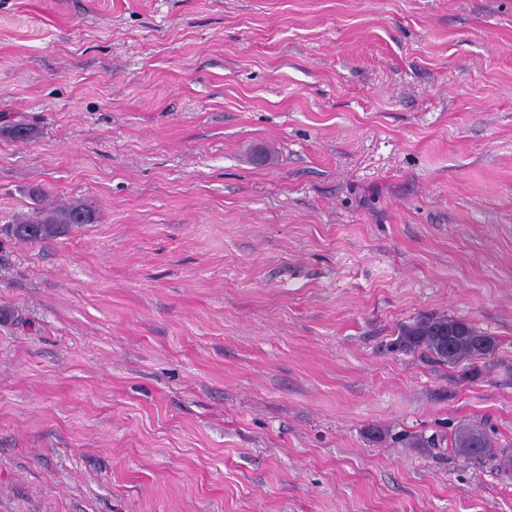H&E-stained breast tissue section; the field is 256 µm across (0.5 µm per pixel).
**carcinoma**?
<instances>
[{
    "label": "carcinoma",
    "mask_w": 512,
    "mask_h": 512,
    "mask_svg": "<svg viewBox=\"0 0 512 512\" xmlns=\"http://www.w3.org/2000/svg\"><path fill=\"white\" fill-rule=\"evenodd\" d=\"M93 209L81 201H73L54 210H40L16 224H7L3 232L24 242H38L60 234L72 225L92 224ZM399 352H420L433 362L450 367H463L473 378L490 368L499 350L497 337L468 320L450 316H425L400 327L393 340ZM454 451L470 460L496 462L501 475L512 477V448L495 437L485 423L464 424L456 429L450 440Z\"/></svg>",
    "instance_id": "1"
}]
</instances>
